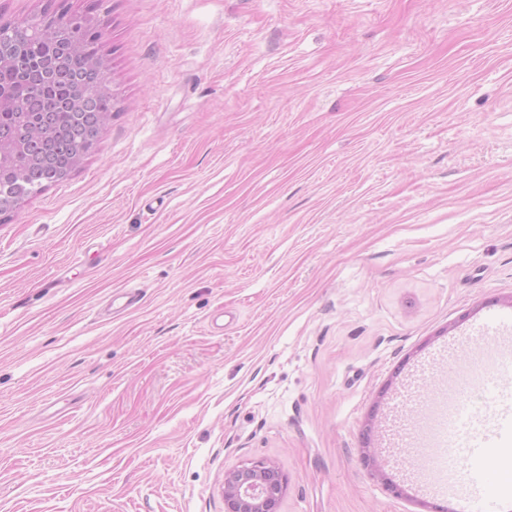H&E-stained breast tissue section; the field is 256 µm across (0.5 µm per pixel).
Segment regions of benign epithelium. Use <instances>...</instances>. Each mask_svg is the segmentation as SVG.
<instances>
[{
	"label": "benign epithelium",
	"instance_id": "benign-epithelium-1",
	"mask_svg": "<svg viewBox=\"0 0 512 512\" xmlns=\"http://www.w3.org/2000/svg\"><path fill=\"white\" fill-rule=\"evenodd\" d=\"M287 475L259 459L224 472V512H281Z\"/></svg>",
	"mask_w": 512,
	"mask_h": 512
}]
</instances>
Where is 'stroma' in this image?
I'll use <instances>...</instances> for the list:
<instances>
[{"label": "stroma", "mask_w": 512, "mask_h": 512, "mask_svg": "<svg viewBox=\"0 0 512 512\" xmlns=\"http://www.w3.org/2000/svg\"><path fill=\"white\" fill-rule=\"evenodd\" d=\"M103 28L112 117L0 215V512H467L433 415L512 326V0H0ZM136 308L104 314L113 291ZM456 369H449V360ZM287 475L273 462L259 459L224 472L225 512H281Z\"/></svg>", "instance_id": "35a3bbf8"}]
</instances>
